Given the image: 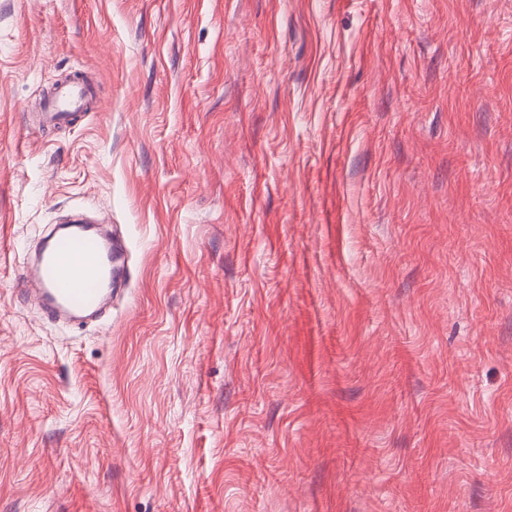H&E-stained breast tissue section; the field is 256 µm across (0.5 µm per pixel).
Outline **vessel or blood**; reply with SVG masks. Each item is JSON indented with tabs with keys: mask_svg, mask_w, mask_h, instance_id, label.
<instances>
[{
	"mask_svg": "<svg viewBox=\"0 0 512 512\" xmlns=\"http://www.w3.org/2000/svg\"><path fill=\"white\" fill-rule=\"evenodd\" d=\"M84 95L83 86L62 87L50 111L43 113L44 123L56 127L74 122ZM123 268L115 247L105 245L94 227L77 222L45 240L36 268L22 272L19 295L38 297L49 319L83 318L103 306Z\"/></svg>",
	"mask_w": 512,
	"mask_h": 512,
	"instance_id": "vessel-or-blood-1",
	"label": "vessel or blood"
}]
</instances>
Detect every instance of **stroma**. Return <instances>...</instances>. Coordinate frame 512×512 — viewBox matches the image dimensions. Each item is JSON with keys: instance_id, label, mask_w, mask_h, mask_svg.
Listing matches in <instances>:
<instances>
[{"instance_id": "stroma-1", "label": "stroma", "mask_w": 512, "mask_h": 512, "mask_svg": "<svg viewBox=\"0 0 512 512\" xmlns=\"http://www.w3.org/2000/svg\"><path fill=\"white\" fill-rule=\"evenodd\" d=\"M0 512H512V0H0ZM85 88L80 85L62 87L55 98L50 112H42L43 122L50 126L70 124L77 119L75 111L84 100ZM54 232L43 243L35 269L23 268L18 289L23 299L42 301L49 319H77L96 313L123 273L124 260L115 245H105L93 226L82 222Z\"/></svg>"}]
</instances>
